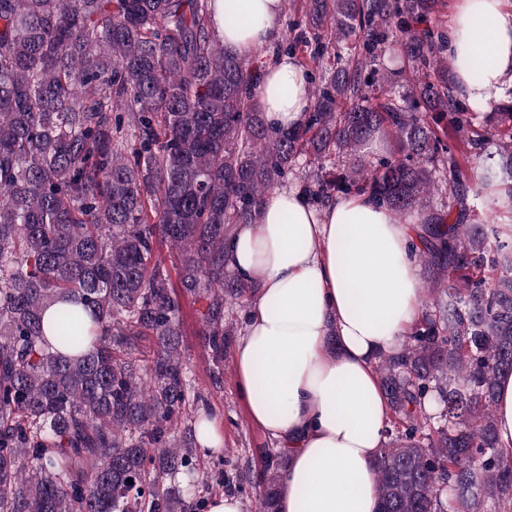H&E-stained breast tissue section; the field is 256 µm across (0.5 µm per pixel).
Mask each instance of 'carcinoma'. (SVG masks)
<instances>
[{
	"instance_id": "1",
	"label": "carcinoma",
	"mask_w": 512,
	"mask_h": 512,
	"mask_svg": "<svg viewBox=\"0 0 512 512\" xmlns=\"http://www.w3.org/2000/svg\"><path fill=\"white\" fill-rule=\"evenodd\" d=\"M210 3L0 0V512H205L214 491L243 492L197 467L213 449L196 440L177 295L202 305L224 360L225 310L257 291L229 239L301 160L311 203L363 195L414 217L429 273V311L376 360L381 512H512L495 424L512 236L477 214L485 185L512 204V85L487 104L455 95L443 0H304L283 45L303 68L332 49L336 67L308 79L304 121L277 128L253 96L264 62L224 49ZM393 50L398 96L365 79ZM376 133L393 149L372 162ZM139 336L156 339L147 366ZM258 452V512H278L288 452Z\"/></svg>"
}]
</instances>
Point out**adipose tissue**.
Wrapping results in <instances>:
<instances>
[{"instance_id":"ef3b65f1","label":"adipose tissue","mask_w":512,"mask_h":512,"mask_svg":"<svg viewBox=\"0 0 512 512\" xmlns=\"http://www.w3.org/2000/svg\"><path fill=\"white\" fill-rule=\"evenodd\" d=\"M507 0H455L449 48L484 61L457 89L489 100L512 82V9ZM283 0H212L211 30L239 55L278 35ZM305 73L282 56L263 71L256 98L275 126L309 108ZM411 225L362 196L326 207L296 188L265 199L255 223L239 225L230 266L260 286L235 352L251 422L289 451L279 512H380L375 467L390 408L374 368L400 350L418 319L422 270L408 254Z\"/></svg>"}]
</instances>
